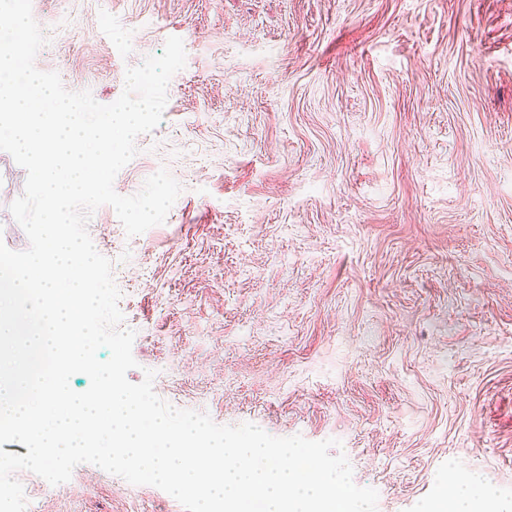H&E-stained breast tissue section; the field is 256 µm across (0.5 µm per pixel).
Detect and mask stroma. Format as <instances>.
I'll return each instance as SVG.
<instances>
[{
    "label": "stroma",
    "instance_id": "stroma-1",
    "mask_svg": "<svg viewBox=\"0 0 512 512\" xmlns=\"http://www.w3.org/2000/svg\"><path fill=\"white\" fill-rule=\"evenodd\" d=\"M35 65L115 102L180 37L157 128L115 191L167 169L163 224L88 233L112 263L131 382L220 425L339 440L377 512L449 473L512 502V0H32ZM27 173L0 151V243ZM27 512H185L78 465L16 474Z\"/></svg>",
    "mask_w": 512,
    "mask_h": 512
}]
</instances>
